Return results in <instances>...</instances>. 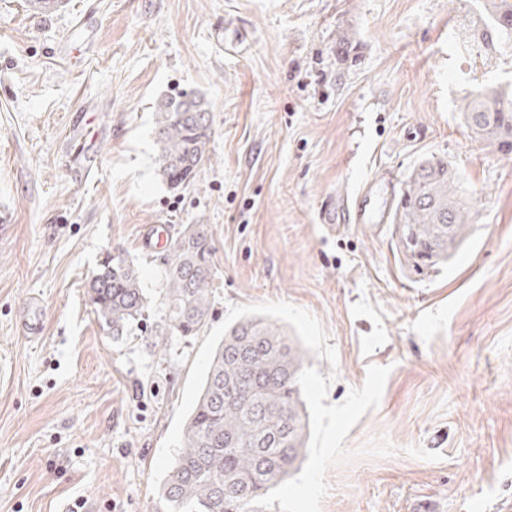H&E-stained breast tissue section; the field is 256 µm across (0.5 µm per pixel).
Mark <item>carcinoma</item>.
<instances>
[{"mask_svg":"<svg viewBox=\"0 0 512 512\" xmlns=\"http://www.w3.org/2000/svg\"><path fill=\"white\" fill-rule=\"evenodd\" d=\"M464 39L488 59L512 43V0H486ZM458 110L472 137L512 147V85L482 87ZM156 174L171 190L196 183L211 139L201 95L160 99L154 125ZM405 244L398 253L421 275L448 261L470 237L473 211L446 159L420 163L393 211ZM204 224L167 244L159 291L161 336H196L206 326L214 277ZM88 302L102 329L126 336L149 308L139 269L122 255L101 260ZM305 354L270 319L234 322L220 341L206 383L184 426L182 446L161 487L164 512H266L252 502L284 483L304 459L308 415L297 377Z\"/></svg>","mask_w":512,"mask_h":512,"instance_id":"obj_1","label":"carcinoma"}]
</instances>
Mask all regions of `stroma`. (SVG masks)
I'll list each match as a JSON object with an SVG mask.
<instances>
[{
  "label": "stroma",
  "instance_id": "obj_1",
  "mask_svg": "<svg viewBox=\"0 0 512 512\" xmlns=\"http://www.w3.org/2000/svg\"><path fill=\"white\" fill-rule=\"evenodd\" d=\"M483 0H0V512H163L151 471L203 336L107 335L87 281L113 251L162 286L149 224L206 225L210 326L229 305L311 312L342 403L390 367L350 430L392 457L329 468L321 512H512V150L472 139L457 106L512 82V56L465 48ZM204 95L196 184L154 164L155 106ZM448 159L476 211L447 267L417 276L392 206L424 159ZM366 195V223L319 221ZM38 338L21 325L29 313ZM409 446L436 461L405 455Z\"/></svg>",
  "mask_w": 512,
  "mask_h": 512
}]
</instances>
